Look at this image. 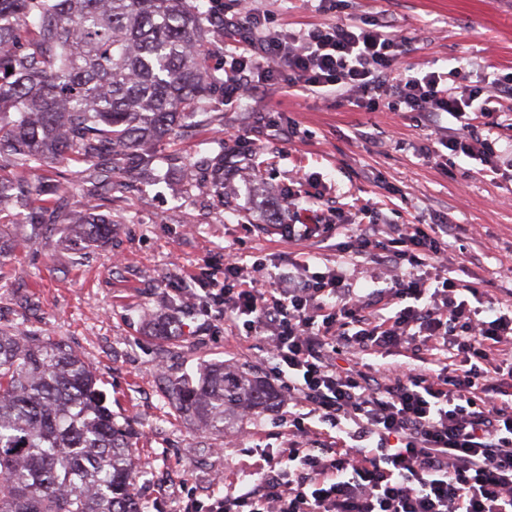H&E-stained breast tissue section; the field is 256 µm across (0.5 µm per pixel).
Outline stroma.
Wrapping results in <instances>:
<instances>
[{
	"label": "stroma",
	"mask_w": 512,
	"mask_h": 512,
	"mask_svg": "<svg viewBox=\"0 0 512 512\" xmlns=\"http://www.w3.org/2000/svg\"><path fill=\"white\" fill-rule=\"evenodd\" d=\"M273 25L300 30L352 19L386 24L407 38L406 62L448 72L473 62L471 80L487 71L512 74V0H252ZM277 74L264 95L227 101L212 95L209 112L152 149L149 168L118 178L92 195L75 162L52 164L33 185L60 181L73 209L97 206L112 220V238L98 246L56 227L44 243L23 237L26 210L10 215L5 234L20 239L0 252V329L19 328L61 341L92 368L107 406L136 432L142 472L134 487L149 512H181L188 498L223 496L264 451L289 447L288 398L245 415L221 435L204 432L167 390L169 379L210 362L274 382L267 333L204 313L191 288L195 276L219 267L225 251L266 272L339 268L354 288H382L394 271L339 256L335 232L289 241L270 208L285 195L317 196L331 206L375 205L378 224H440L454 277L512 306V99L503 100L494 136L501 174L480 164L427 160L433 144L417 113L387 105L358 108L340 98L287 92ZM239 138L238 154L218 145ZM223 191H215L216 175ZM177 325L159 335L146 315Z\"/></svg>",
	"instance_id": "obj_1"
}]
</instances>
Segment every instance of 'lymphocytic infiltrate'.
I'll return each mask as SVG.
<instances>
[{"label":"lymphocytic infiltrate","instance_id":"f902f5d3","mask_svg":"<svg viewBox=\"0 0 512 512\" xmlns=\"http://www.w3.org/2000/svg\"><path fill=\"white\" fill-rule=\"evenodd\" d=\"M207 19L235 43L224 54L229 98L255 95L283 68L289 90L347 94L371 110L385 98L418 113L450 154L498 173L488 132L512 76L489 73L474 86L468 62L411 72L408 41L378 24L294 32L226 9ZM447 116L456 122L449 136ZM336 249L395 274L365 295L335 269L269 288L228 252L223 282L200 277L206 308L270 330L267 354L297 409L296 442L264 454L240 487L188 501L184 512H512V314L449 276L431 225L358 223ZM392 353L400 362L375 364ZM325 424L335 436L309 447Z\"/></svg>","mask_w":512,"mask_h":512}]
</instances>
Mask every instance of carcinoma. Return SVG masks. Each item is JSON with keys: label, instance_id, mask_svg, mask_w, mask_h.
I'll list each match as a JSON object with an SVG mask.
<instances>
[{"label": "carcinoma", "instance_id": "carcinoma-1", "mask_svg": "<svg viewBox=\"0 0 512 512\" xmlns=\"http://www.w3.org/2000/svg\"><path fill=\"white\" fill-rule=\"evenodd\" d=\"M36 24L33 44L16 25ZM208 30L187 0H0V212L27 201L30 175L71 160L94 190L149 164L153 144L208 111L224 74L209 67ZM53 208H32L25 240L63 223L103 244L112 220L75 211L57 185ZM97 380L65 344L0 330V512H146L134 431L103 403ZM170 396L201 427L221 435L241 405L275 398L256 376L200 367L168 382Z\"/></svg>", "mask_w": 512, "mask_h": 512}]
</instances>
